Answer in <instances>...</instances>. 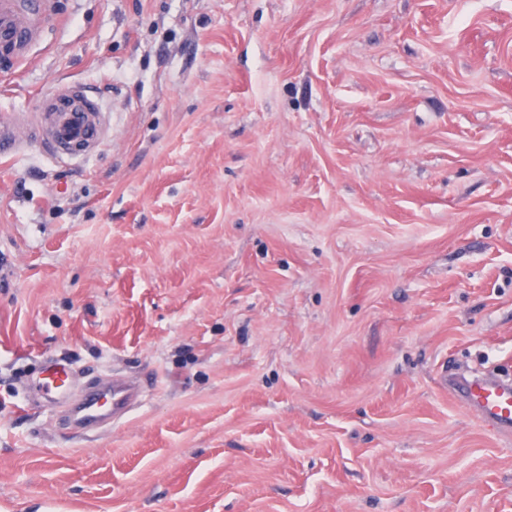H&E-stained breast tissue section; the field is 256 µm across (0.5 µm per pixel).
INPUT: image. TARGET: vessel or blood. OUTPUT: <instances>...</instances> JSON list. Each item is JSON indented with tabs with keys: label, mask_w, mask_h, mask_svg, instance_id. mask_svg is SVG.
<instances>
[{
	"label": "vessel or blood",
	"mask_w": 512,
	"mask_h": 512,
	"mask_svg": "<svg viewBox=\"0 0 512 512\" xmlns=\"http://www.w3.org/2000/svg\"><path fill=\"white\" fill-rule=\"evenodd\" d=\"M47 16L46 0H0V62L11 69L22 68L31 48L43 34ZM30 124L16 119L0 120V161H10L21 145H32L55 162L86 156L99 150L107 129L97 101L86 87L69 85L41 96ZM73 377L66 364L55 362L46 374L45 388L54 397L71 405L83 424H96L124 408L131 397L129 388L112 385L72 398ZM450 392L475 409L498 432L512 433V384L481 377H462L451 382Z\"/></svg>",
	"instance_id": "obj_1"
}]
</instances>
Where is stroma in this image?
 Masks as SVG:
<instances>
[{"mask_svg": "<svg viewBox=\"0 0 512 512\" xmlns=\"http://www.w3.org/2000/svg\"><path fill=\"white\" fill-rule=\"evenodd\" d=\"M0 119V512H512V0H48ZM122 378L112 423L41 388ZM33 120L22 124L11 116L0 120V161H12L19 146L34 145L55 162L86 156L99 150L107 129L97 100L82 85H69L42 95L31 111ZM450 392L475 409L498 432L512 433V384L488 381L482 377H462L451 382Z\"/></svg>", "mask_w": 512, "mask_h": 512, "instance_id": "stroma-1", "label": "stroma"}]
</instances>
